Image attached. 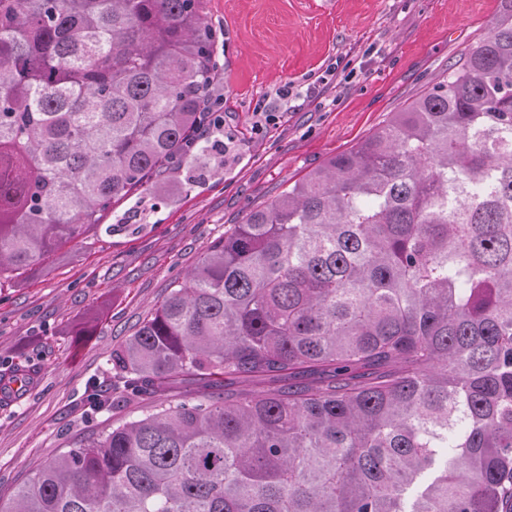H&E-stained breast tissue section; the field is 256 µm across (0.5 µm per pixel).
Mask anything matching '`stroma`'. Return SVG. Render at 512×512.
I'll list each match as a JSON object with an SVG mask.
<instances>
[{
    "mask_svg": "<svg viewBox=\"0 0 512 512\" xmlns=\"http://www.w3.org/2000/svg\"><path fill=\"white\" fill-rule=\"evenodd\" d=\"M500 0H205L224 29V171L152 198L111 232L78 238L0 285V363L35 373L0 404V497L72 435L120 419L85 405L114 381L112 352L183 282L208 242L288 184L350 150L426 90L491 29ZM299 90L277 123L256 107Z\"/></svg>",
    "mask_w": 512,
    "mask_h": 512,
    "instance_id": "obj_1",
    "label": "stroma"
}]
</instances>
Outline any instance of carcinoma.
I'll use <instances>...</instances> for the list:
<instances>
[{
    "label": "carcinoma",
    "mask_w": 512,
    "mask_h": 512,
    "mask_svg": "<svg viewBox=\"0 0 512 512\" xmlns=\"http://www.w3.org/2000/svg\"><path fill=\"white\" fill-rule=\"evenodd\" d=\"M203 0H0V278L180 182ZM146 405L0 512H512V0L448 74L210 241L123 348ZM189 379L199 396L171 399ZM257 385L230 391L229 384Z\"/></svg>",
    "instance_id": "carcinoma-1"
}]
</instances>
